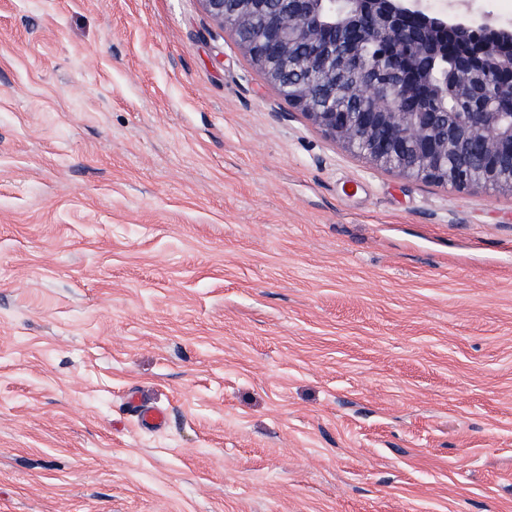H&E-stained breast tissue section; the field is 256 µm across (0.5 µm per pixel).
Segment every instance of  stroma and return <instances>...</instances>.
I'll list each match as a JSON object with an SVG mask.
<instances>
[{"mask_svg":"<svg viewBox=\"0 0 512 512\" xmlns=\"http://www.w3.org/2000/svg\"><path fill=\"white\" fill-rule=\"evenodd\" d=\"M0 512H512V193L349 152L199 0H0ZM128 408L137 418L139 425L145 429H159L166 421V414L163 410L153 407H146L139 403V400L130 398L127 400Z\"/></svg>","mask_w":512,"mask_h":512,"instance_id":"stroma-1","label":"stroma"}]
</instances>
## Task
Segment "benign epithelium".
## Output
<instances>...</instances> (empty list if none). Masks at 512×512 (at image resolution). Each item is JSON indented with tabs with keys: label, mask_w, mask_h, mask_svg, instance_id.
<instances>
[{
	"label": "benign epithelium",
	"mask_w": 512,
	"mask_h": 512,
	"mask_svg": "<svg viewBox=\"0 0 512 512\" xmlns=\"http://www.w3.org/2000/svg\"><path fill=\"white\" fill-rule=\"evenodd\" d=\"M200 2L265 82L350 152L458 190L512 192L511 29L425 0Z\"/></svg>",
	"instance_id": "1"
}]
</instances>
